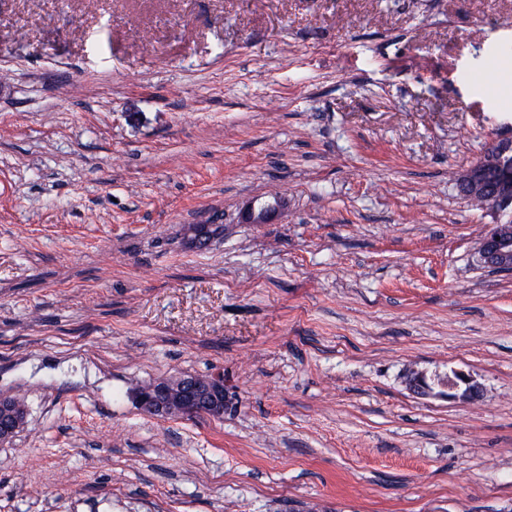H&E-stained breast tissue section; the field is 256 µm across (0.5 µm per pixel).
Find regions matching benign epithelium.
<instances>
[{"label":"benign epithelium","instance_id":"obj_1","mask_svg":"<svg viewBox=\"0 0 512 512\" xmlns=\"http://www.w3.org/2000/svg\"><path fill=\"white\" fill-rule=\"evenodd\" d=\"M508 133L498 134L491 146L463 171V182L468 195L498 214L480 240L484 261L494 267L512 270V126ZM278 196L269 195L250 202L247 219L251 224H265L282 206ZM406 384L421 396L445 397L463 402L482 396V388L467 374L453 370L449 374L428 375L410 371ZM138 408L149 415L182 417L207 415L221 418L226 409L224 374L214 373L208 378L186 375L171 387L159 382L149 387H137L131 393ZM27 409L0 397V442H8L24 429Z\"/></svg>","mask_w":512,"mask_h":512}]
</instances>
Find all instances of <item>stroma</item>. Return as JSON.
<instances>
[{
	"instance_id": "1",
	"label": "stroma",
	"mask_w": 512,
	"mask_h": 512,
	"mask_svg": "<svg viewBox=\"0 0 512 512\" xmlns=\"http://www.w3.org/2000/svg\"><path fill=\"white\" fill-rule=\"evenodd\" d=\"M510 121L512 0H0V512H512V272L448 178ZM216 372L220 419L130 398ZM265 198V197H263ZM283 201L278 196L269 195L267 198H257L250 202L247 219L250 224H265L282 206ZM406 384L411 391L421 396L445 397L463 402L480 398L482 388L462 371L453 370L451 373L427 375L424 372L409 371ZM7 397H0V442H8L24 429L27 422L26 408L14 405ZM3 412V417H1Z\"/></svg>"
}]
</instances>
